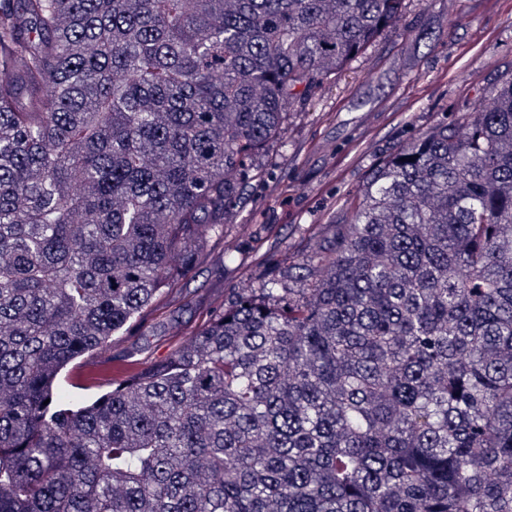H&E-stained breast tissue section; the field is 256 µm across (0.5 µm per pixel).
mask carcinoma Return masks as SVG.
Masks as SVG:
<instances>
[{
    "label": "carcinoma",
    "mask_w": 512,
    "mask_h": 512,
    "mask_svg": "<svg viewBox=\"0 0 512 512\" xmlns=\"http://www.w3.org/2000/svg\"><path fill=\"white\" fill-rule=\"evenodd\" d=\"M403 2L0 0V512H512L511 64L167 359L57 398Z\"/></svg>",
    "instance_id": "carcinoma-1"
}]
</instances>
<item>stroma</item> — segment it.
Listing matches in <instances>:
<instances>
[{
    "label": "stroma",
    "mask_w": 512,
    "mask_h": 512,
    "mask_svg": "<svg viewBox=\"0 0 512 512\" xmlns=\"http://www.w3.org/2000/svg\"><path fill=\"white\" fill-rule=\"evenodd\" d=\"M511 62L512 0H404L382 36L289 112L283 136L261 157L262 180L204 261L162 290L141 327L69 366L59 399L90 400L132 364L166 359L234 289L259 286L256 238L279 257L308 248V225L330 235L380 160L483 97L494 72Z\"/></svg>",
    "instance_id": "stroma-1"
}]
</instances>
